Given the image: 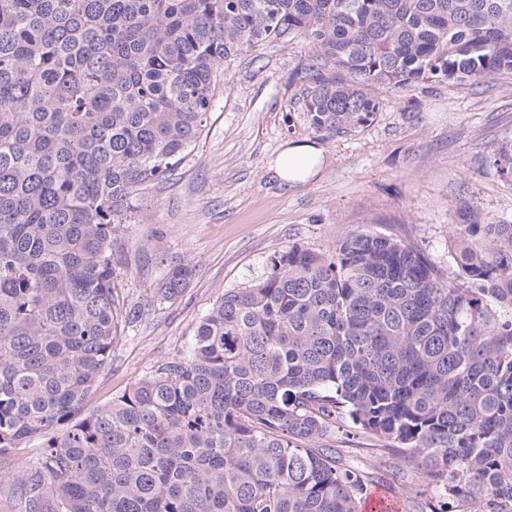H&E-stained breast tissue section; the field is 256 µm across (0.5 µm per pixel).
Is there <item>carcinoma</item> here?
Returning <instances> with one entry per match:
<instances>
[{
	"mask_svg": "<svg viewBox=\"0 0 512 512\" xmlns=\"http://www.w3.org/2000/svg\"><path fill=\"white\" fill-rule=\"evenodd\" d=\"M290 37L320 135L371 122L377 85L512 74V0H0V462L43 448L0 465L17 512H362L374 459L322 444L346 422L449 512H512V224L477 212L448 277L375 232L289 246L185 356L82 412L135 200L199 137L224 63ZM491 163L512 184V139ZM193 275L169 266L161 298Z\"/></svg>",
	"mask_w": 512,
	"mask_h": 512,
	"instance_id": "cac0c4a2",
	"label": "carcinoma"
}]
</instances>
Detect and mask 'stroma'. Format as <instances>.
Segmentation results:
<instances>
[{
	"label": "stroma",
	"instance_id": "1",
	"mask_svg": "<svg viewBox=\"0 0 512 512\" xmlns=\"http://www.w3.org/2000/svg\"><path fill=\"white\" fill-rule=\"evenodd\" d=\"M309 54L304 39L274 43L227 62L206 126L167 178L140 198L124 239L119 277L125 320L112 363L98 374L85 412L109 404L138 379L184 356L200 320L225 290L261 278L288 246L326 252L353 230L414 243L444 273L448 245L464 212L512 223V185L488 163L512 138V74L486 82L420 81L377 86L376 117L346 135L318 137L303 115ZM313 145L307 181H283L276 159ZM191 263L183 293L161 299L168 265ZM342 461L376 458L369 489H384L401 512H432L438 502L420 474L353 437L334 434Z\"/></svg>",
	"mask_w": 512,
	"mask_h": 512
}]
</instances>
